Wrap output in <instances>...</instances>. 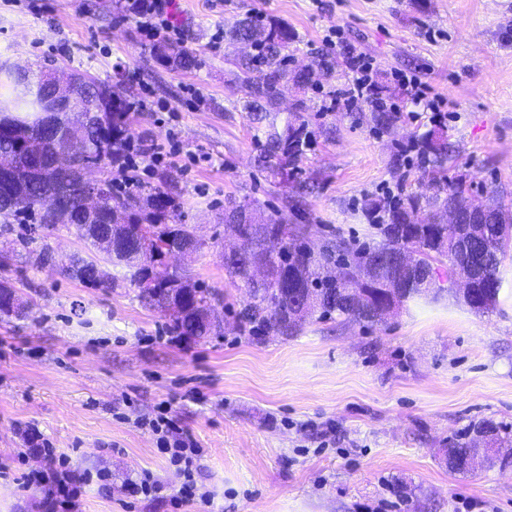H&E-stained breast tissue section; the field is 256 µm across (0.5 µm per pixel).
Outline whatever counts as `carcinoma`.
Instances as JSON below:
<instances>
[{"label":"carcinoma","instance_id":"carcinoma-1","mask_svg":"<svg viewBox=\"0 0 512 512\" xmlns=\"http://www.w3.org/2000/svg\"><path fill=\"white\" fill-rule=\"evenodd\" d=\"M224 41L230 46L251 43L248 55L229 56L225 61L233 66L244 92V110L249 112L254 129L264 137L257 166L286 181L294 175L290 167L311 141L310 131L298 114L278 110L281 83L292 81L301 88L311 85L307 73L291 68L295 35L284 23L260 25L244 17L224 27ZM155 54L180 69L198 66L195 53L182 46L159 44ZM28 93L34 117L0 118V160H10L16 172L12 181L0 179V220L6 231L15 220L46 230L58 227L47 199L55 186L74 182V169L51 165L55 161V140L74 139L80 154L96 163L112 160L118 147L131 143L128 103L105 85L93 81L80 87L71 101L50 113L43 111L44 104L54 97L46 75H40ZM76 109L97 112L96 121L73 129L70 112ZM421 150L433 158L428 176L439 185L438 191L427 198L408 194L368 203V212L382 213V220L373 221L380 240L368 247L355 248L337 239L323 244L316 253L304 242L306 226L288 223L286 214L278 211L266 215L250 202L228 201L225 208L249 215L248 221L240 225L245 238L243 250L224 254V269L242 282L249 294L239 313L241 328L262 336H294L303 321L297 310L301 298L309 301L310 317L323 319L336 314L353 322L381 325L386 322L385 307L390 298H395L401 308L408 300L423 295L424 271L432 272L436 279V265L445 262L450 279L456 276L457 265H476L471 310H493L503 287L500 267L512 246V207L494 203L482 223H469L473 210L480 205L465 180L448 179L447 133H428L421 141ZM160 197L161 192L144 188L118 194L108 183L98 212L85 217V223L75 228L83 238L88 233L96 239L105 237L112 234L113 208H125L128 221L125 233L114 239L116 258L112 265L128 269L130 283L139 288L140 297L169 314L177 335L204 339L215 333L205 312L220 302L218 294L195 284L189 297H184L183 284L190 278L169 268L156 255L179 251L189 244L200 251L205 242L193 239V226L175 223L168 209L160 205ZM450 204L457 207L462 223L457 230L437 221H415L424 208L441 212ZM401 252L412 256V265L393 264ZM368 265L375 268L373 279L364 285L352 281V271ZM68 275L94 287H104L111 280L107 267L96 258H76ZM17 296L18 288L13 283L0 280V318L18 316L13 305ZM511 440L500 425L481 419L449 446L443 462L448 472L455 474L467 473L466 460L476 453L490 466L511 465V460L498 457L490 449Z\"/></svg>","mask_w":512,"mask_h":512}]
</instances>
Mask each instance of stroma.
<instances>
[{"label": "stroma", "instance_id": "stroma-1", "mask_svg": "<svg viewBox=\"0 0 512 512\" xmlns=\"http://www.w3.org/2000/svg\"><path fill=\"white\" fill-rule=\"evenodd\" d=\"M0 0V64L33 73H77L135 102L131 133L178 153L142 172L144 187L173 200L205 247L178 259L193 280L219 291L217 335L174 338L171 319L150 308L114 267L106 288L68 277L89 255L75 230L58 227L22 244L26 225L0 235L12 249L0 279L13 282L26 316L0 319V465L23 446L18 427L36 426L75 468L107 469L112 490L87 488L81 512H171L184 477L160 456L138 420L167 405L202 450L200 484L210 504L184 512H512V468L448 472L443 448L479 419L512 425V250L501 266L497 307L477 313L450 293L409 301L382 326L339 317L307 320L297 335L260 338L239 331L246 290L224 269V205L248 201L311 225V244L371 241L368 201L430 195L420 137L448 134L449 177L480 187L485 203L512 205V0H171L198 66L175 68L153 53L126 0ZM250 14L288 25L293 62H336L331 76L288 89L282 109L299 112L313 143L297 162L296 198L258 168L260 145L242 94L211 36ZM338 27L371 59L387 104L386 131L366 108L328 111L346 71L340 48L323 37ZM413 73L447 112L411 119L397 71ZM137 73L128 82L127 72ZM49 248L54 265L35 261ZM161 497L123 492L143 471Z\"/></svg>", "mask_w": 512, "mask_h": 512}]
</instances>
